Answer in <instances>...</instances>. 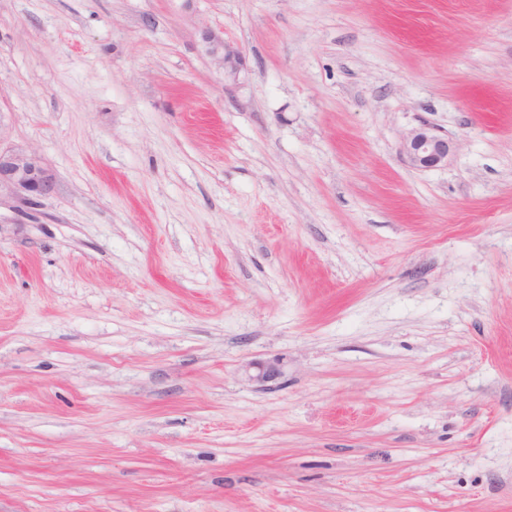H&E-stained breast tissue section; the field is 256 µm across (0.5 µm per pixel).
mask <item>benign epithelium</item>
Instances as JSON below:
<instances>
[{
  "instance_id": "7a95c632",
  "label": "benign epithelium",
  "mask_w": 512,
  "mask_h": 512,
  "mask_svg": "<svg viewBox=\"0 0 512 512\" xmlns=\"http://www.w3.org/2000/svg\"><path fill=\"white\" fill-rule=\"evenodd\" d=\"M206 52L217 61L224 77L236 76L242 64L241 55L224 44V40L206 31L203 33ZM402 151L410 165L429 169L448 164L451 151L448 138L422 125L410 131ZM53 182L33 151L0 149V192L12 195L23 204L49 194Z\"/></svg>"
}]
</instances>
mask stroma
Here are the masks:
<instances>
[{
	"label": "stroma",
	"instance_id": "stroma-1",
	"mask_svg": "<svg viewBox=\"0 0 512 512\" xmlns=\"http://www.w3.org/2000/svg\"><path fill=\"white\" fill-rule=\"evenodd\" d=\"M0 147V512H512V0H0ZM203 41L206 44V52L217 61L223 69L225 78L235 77L242 64L241 55L224 44V39L204 31ZM402 151L410 165L429 169L447 165L451 146L447 137L422 125L410 131L403 141ZM53 182L33 151L0 147V196L2 191L23 204L49 194Z\"/></svg>",
	"mask_w": 512,
	"mask_h": 512
}]
</instances>
